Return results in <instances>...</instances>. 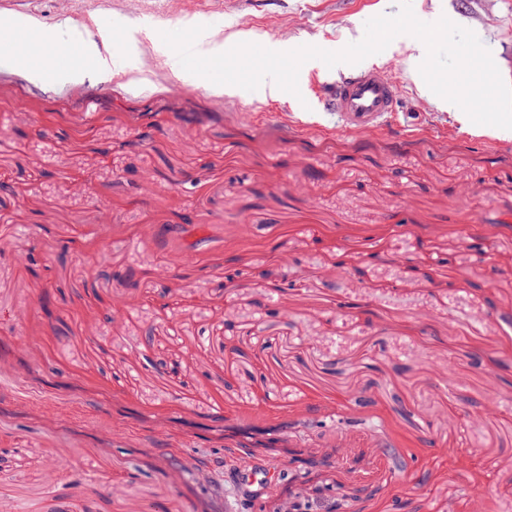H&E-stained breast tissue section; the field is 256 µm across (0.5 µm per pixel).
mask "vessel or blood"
<instances>
[{"label": "vessel or blood", "instance_id": "obj_1", "mask_svg": "<svg viewBox=\"0 0 512 512\" xmlns=\"http://www.w3.org/2000/svg\"><path fill=\"white\" fill-rule=\"evenodd\" d=\"M399 91L387 69L371 65L340 76L321 102L336 112L344 129L373 130L384 127L397 111Z\"/></svg>", "mask_w": 512, "mask_h": 512}]
</instances>
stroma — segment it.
<instances>
[{
    "label": "stroma",
    "mask_w": 512,
    "mask_h": 512,
    "mask_svg": "<svg viewBox=\"0 0 512 512\" xmlns=\"http://www.w3.org/2000/svg\"><path fill=\"white\" fill-rule=\"evenodd\" d=\"M411 4L512 59V0ZM244 7L278 51L341 50L399 10ZM0 11L72 54L110 40L122 68L36 79L0 33V512H512V137L440 107L408 71L414 37L376 59L400 112L348 132L315 97L345 63L307 61L274 100L183 82L146 39L124 69L137 29L201 23L233 47L224 0ZM245 451L265 490L236 486Z\"/></svg>",
    "instance_id": "obj_1"
}]
</instances>
